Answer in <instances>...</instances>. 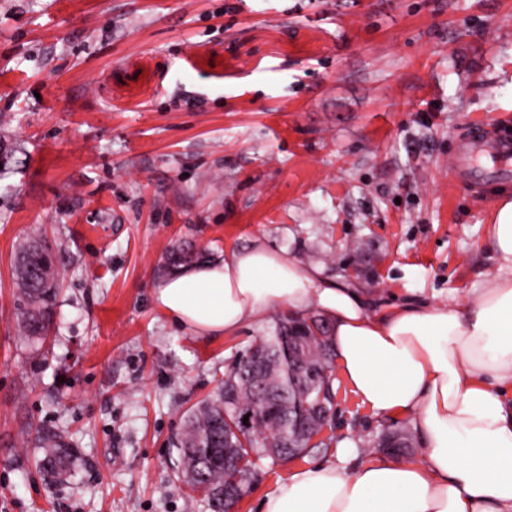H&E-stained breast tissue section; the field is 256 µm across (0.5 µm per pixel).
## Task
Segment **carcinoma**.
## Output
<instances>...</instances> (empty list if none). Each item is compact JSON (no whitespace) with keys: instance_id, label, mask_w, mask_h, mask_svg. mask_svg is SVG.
Returning <instances> with one entry per match:
<instances>
[{"instance_id":"carcinoma-1","label":"carcinoma","mask_w":512,"mask_h":512,"mask_svg":"<svg viewBox=\"0 0 512 512\" xmlns=\"http://www.w3.org/2000/svg\"><path fill=\"white\" fill-rule=\"evenodd\" d=\"M204 258L193 244H180L166 256V264L175 269ZM15 287L19 306V331L30 342L45 339L55 314L57 301L51 246L34 234L20 243L15 255ZM307 326L309 340L302 346L288 336V326L296 317L280 319L265 336L256 337L249 347L259 346L269 365L255 369L233 368L224 376L235 391L237 401L245 406L267 397L276 406L272 418L254 414L249 447L246 455L268 457V448L276 442H286L298 435L310 416L317 394L331 403L333 390V360L327 359L333 342L325 343L317 334L325 333L323 317L311 316ZM237 445L234 438L224 440V402L222 398L199 402L186 416L176 437L182 474L194 491L203 493L209 512H224V488L236 477L235 471L224 467V443ZM42 457L39 470L58 480L73 476L80 457L55 432L43 431L37 436Z\"/></svg>"}]
</instances>
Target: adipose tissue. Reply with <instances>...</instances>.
Returning a JSON list of instances; mask_svg holds the SVG:
<instances>
[{
	"instance_id": "ef3b65f1",
	"label": "adipose tissue",
	"mask_w": 512,
	"mask_h": 512,
	"mask_svg": "<svg viewBox=\"0 0 512 512\" xmlns=\"http://www.w3.org/2000/svg\"><path fill=\"white\" fill-rule=\"evenodd\" d=\"M490 249L494 273L464 298L380 312L364 289L321 263L259 239L154 286V304L197 336L238 335L278 306L322 314L361 404L415 420L425 442L419 457L360 456L342 439L351 467L291 469L258 512H512V200L495 213Z\"/></svg>"
}]
</instances>
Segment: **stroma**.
<instances>
[{
  "mask_svg": "<svg viewBox=\"0 0 512 512\" xmlns=\"http://www.w3.org/2000/svg\"><path fill=\"white\" fill-rule=\"evenodd\" d=\"M487 118L512 127V0H0V512H207L172 441L286 311L180 329L151 298L166 252L261 239L377 311L463 297L499 200L448 165ZM34 233L60 288L38 351L13 284ZM334 387L330 433L365 451L394 419ZM38 429L76 448L68 482ZM42 457L37 461L39 470L51 479L64 480L73 476L80 457L63 437L55 432L43 431L37 436Z\"/></svg>",
  "mask_w": 512,
  "mask_h": 512,
  "instance_id": "1",
  "label": "stroma"
}]
</instances>
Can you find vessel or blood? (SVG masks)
Returning a JSON list of instances; mask_svg holds the SVG:
<instances>
[{
  "label": "vessel or blood",
  "mask_w": 512,
  "mask_h": 512,
  "mask_svg": "<svg viewBox=\"0 0 512 512\" xmlns=\"http://www.w3.org/2000/svg\"><path fill=\"white\" fill-rule=\"evenodd\" d=\"M453 166L468 191L510 186L512 137L503 134L493 119L468 127L461 135Z\"/></svg>",
  "instance_id": "1"
}]
</instances>
